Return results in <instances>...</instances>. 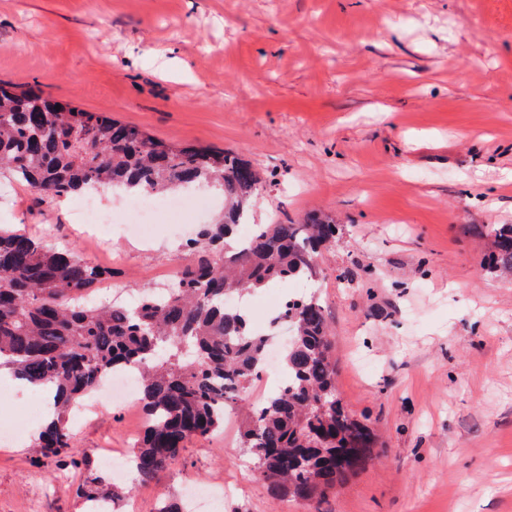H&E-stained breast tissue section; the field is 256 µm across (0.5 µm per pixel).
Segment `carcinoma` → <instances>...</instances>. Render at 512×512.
<instances>
[{"instance_id":"carcinoma-1","label":"carcinoma","mask_w":512,"mask_h":512,"mask_svg":"<svg viewBox=\"0 0 512 512\" xmlns=\"http://www.w3.org/2000/svg\"><path fill=\"white\" fill-rule=\"evenodd\" d=\"M0 171L41 198L97 187L165 196L211 186L224 195V214L185 243L179 283L141 291L133 307L91 300L112 270L47 248L24 229L0 228V361L28 384L55 391L56 419L35 447L44 457L77 453L68 411L110 375L134 369L146 426L132 466L149 483L179 460L187 441L224 429V410L242 404L259 377L267 337L227 300L315 281L317 255L335 239L336 225L317 216L258 224L243 241L234 230L266 185L250 162L230 150L156 139L32 89L0 85ZM490 233L492 268L511 276L512 224ZM285 319L288 387L249 404L239 433L276 496L313 502L372 461L375 435L337 392L320 298L293 301Z\"/></svg>"}]
</instances>
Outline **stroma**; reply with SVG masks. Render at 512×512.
I'll return each mask as SVG.
<instances>
[{
  "mask_svg": "<svg viewBox=\"0 0 512 512\" xmlns=\"http://www.w3.org/2000/svg\"><path fill=\"white\" fill-rule=\"evenodd\" d=\"M0 81L243 155L268 176L254 221L319 213L336 238L317 286L345 407L375 460L321 502L242 481L238 428L188 442L120 512L241 482L223 512H512V279L486 225L512 224V0H0ZM0 176V224L105 265L72 217ZM113 234L118 302L158 287L194 236ZM141 404L70 416L88 465L0 438V512H86L132 453Z\"/></svg>",
  "mask_w": 512,
  "mask_h": 512,
  "instance_id": "obj_1",
  "label": "stroma"
}]
</instances>
